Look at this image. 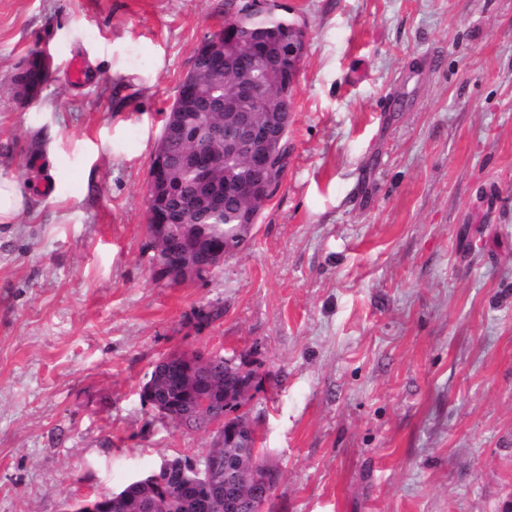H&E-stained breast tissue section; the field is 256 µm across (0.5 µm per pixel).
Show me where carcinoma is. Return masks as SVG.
Returning a JSON list of instances; mask_svg holds the SVG:
<instances>
[{"instance_id": "obj_1", "label": "carcinoma", "mask_w": 512, "mask_h": 512, "mask_svg": "<svg viewBox=\"0 0 512 512\" xmlns=\"http://www.w3.org/2000/svg\"><path fill=\"white\" fill-rule=\"evenodd\" d=\"M297 22L285 15L276 13L243 14L239 11L229 12L224 17V27L204 38L193 58V66L180 85L179 93L189 88L205 90L214 82H221L224 88L231 89L237 82L239 73L251 68L254 75L264 83L266 91L275 103L281 107H291L293 92L285 83V68L278 61L271 62V69L262 70L254 67L251 57L243 53V49L251 45L255 34H261L258 44L271 48L277 43L288 39L293 34ZM50 71L41 60L40 47L30 50L29 58L23 68L22 79L28 88L25 99L32 104L49 79ZM180 113V125L184 138L178 142H167L159 138L153 157L164 156L169 161V187L172 193L168 204L176 207L195 195L197 178L195 173L182 167L178 158L186 152L208 155L218 152L222 145L208 138L203 132L205 123L221 124L224 113L212 112L206 118L175 99L170 108ZM250 174L246 160L242 157L226 158L222 166L212 173V183L219 188H228L232 192L222 208L185 207L182 209L181 223L170 227L162 240H150L155 254L166 259V264L174 268L185 260V231L197 229L210 240L224 245V238L235 240L240 229L242 212L255 208L250 201L233 195L239 183ZM187 354L171 353L161 359L153 368L154 389L163 393L169 401L179 407L193 403L207 386L215 391L232 388L239 381L235 376L224 374V359L211 358L197 365L192 374L185 372ZM224 413V401L219 396L211 398L209 409L200 412L191 420L178 415L169 417L176 425L196 431H206L211 420ZM209 453L217 455L219 467H224V460L231 459L244 469H262L266 467L263 453L253 454L250 448H239L230 444H222L213 440ZM181 497L180 485L165 479L161 470H156L138 480L128 483L122 490L112 493V512H144L151 508L152 512H179L176 507Z\"/></svg>"}]
</instances>
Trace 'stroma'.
Listing matches in <instances>:
<instances>
[{
    "label": "stroma",
    "mask_w": 512,
    "mask_h": 512,
    "mask_svg": "<svg viewBox=\"0 0 512 512\" xmlns=\"http://www.w3.org/2000/svg\"><path fill=\"white\" fill-rule=\"evenodd\" d=\"M279 12L308 32L285 178L244 249L170 285L148 170L224 0H0V174L34 184L0 224V512H76L201 458L212 433L140 398L194 350L267 375L272 512H512V0ZM37 45L52 75L26 106Z\"/></svg>",
    "instance_id": "35a3bbf8"
}]
</instances>
